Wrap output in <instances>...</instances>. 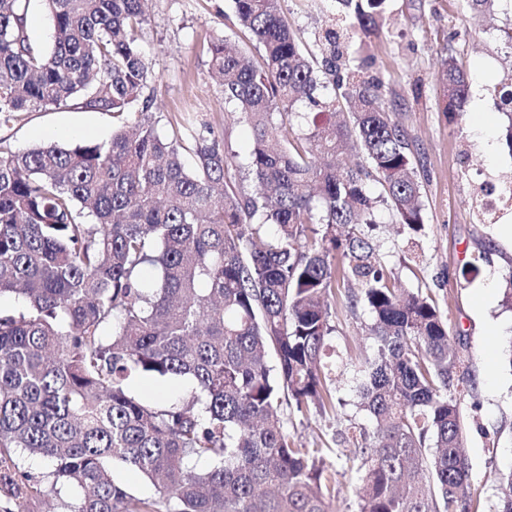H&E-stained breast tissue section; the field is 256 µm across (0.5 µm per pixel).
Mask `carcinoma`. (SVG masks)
Returning <instances> with one entry per match:
<instances>
[{
  "mask_svg": "<svg viewBox=\"0 0 512 512\" xmlns=\"http://www.w3.org/2000/svg\"><path fill=\"white\" fill-rule=\"evenodd\" d=\"M43 2L55 28L49 51L27 29L30 0H0V122L74 99L140 111L107 142L0 154V297L18 302L0 308V512L72 491L67 512H331L337 450L298 447L278 408L335 411L321 361L340 287L350 308L368 307L376 343L359 390L374 440L359 434L343 460L358 512H471L456 393L474 384L448 345L447 319L431 296L394 286L368 235L343 232L376 223L381 203L407 228L423 224L409 138L382 82L353 77L336 30L321 37L319 60L280 0H231L260 62L222 38L209 51L224 102L251 130L250 154L241 164L195 137L188 167L183 143L146 117L144 0ZM385 2L339 0L363 32ZM469 2L485 19L499 0ZM468 95L450 56L448 118ZM301 99L314 108L302 113L309 133L290 140L289 109ZM340 100L348 119L322 123ZM500 100L512 153V84ZM350 140L359 164L341 161ZM133 375L193 387L178 401L147 400L129 392ZM18 453L48 470L28 474ZM194 458L212 469L196 470ZM116 462L149 478L154 495L128 493ZM501 490L498 512H512V472Z\"/></svg>",
  "mask_w": 512,
  "mask_h": 512,
  "instance_id": "obj_1",
  "label": "carcinoma"
}]
</instances>
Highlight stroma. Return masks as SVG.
<instances>
[{"instance_id": "stroma-1", "label": "stroma", "mask_w": 512, "mask_h": 512, "mask_svg": "<svg viewBox=\"0 0 512 512\" xmlns=\"http://www.w3.org/2000/svg\"><path fill=\"white\" fill-rule=\"evenodd\" d=\"M298 40L316 50L326 28L343 29L337 0H280ZM512 27V0H501L491 23L477 21L466 0H388L377 28L357 35L351 54L364 78L380 79L396 120L411 141L422 186L423 227L413 233L395 224L387 209L369 235L376 257L396 287L432 295L448 321V336L461 345L475 383L462 396L466 421L472 512H496L502 473L512 470V310L502 306V282L512 272V203L490 214L478 211L483 188L512 180V153L502 144L505 118L498 91L512 79V47L500 31ZM223 38L249 56L257 51L234 16L231 0H149L138 45L152 79L149 117L161 135L182 130L187 118L202 123L205 137L246 157L247 125L224 102L207 47ZM454 52L470 73L465 112L449 120L441 106L438 71ZM117 118L72 102L35 108L0 124V151L22 152L57 141L102 142ZM326 385L342 403L335 412L301 415L281 407L285 428L307 448L354 451L349 427L372 433L359 406L361 362L375 346L365 306L349 309L344 289L330 300Z\"/></svg>"}]
</instances>
